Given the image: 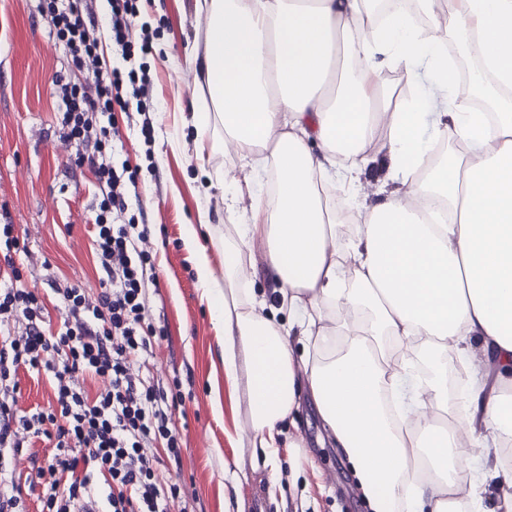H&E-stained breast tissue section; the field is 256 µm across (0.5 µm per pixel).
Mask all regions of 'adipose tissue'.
<instances>
[{"label":"adipose tissue","mask_w":512,"mask_h":512,"mask_svg":"<svg viewBox=\"0 0 512 512\" xmlns=\"http://www.w3.org/2000/svg\"><path fill=\"white\" fill-rule=\"evenodd\" d=\"M369 2L204 0L196 137L223 127L274 196L225 232L223 277L198 251L197 279L271 476L280 426L307 398L373 512H512V0H423L422 28ZM452 38L479 64L486 109L458 90ZM387 70L413 87L403 107ZM440 142L452 149L434 166ZM378 161L394 189L360 182ZM257 241L286 320L253 288ZM450 352L464 389L448 387Z\"/></svg>","instance_id":"obj_1"}]
</instances>
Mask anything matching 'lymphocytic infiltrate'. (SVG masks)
<instances>
[{
  "label": "lymphocytic infiltrate",
  "mask_w": 512,
  "mask_h": 512,
  "mask_svg": "<svg viewBox=\"0 0 512 512\" xmlns=\"http://www.w3.org/2000/svg\"><path fill=\"white\" fill-rule=\"evenodd\" d=\"M138 2L112 0L103 29L85 0H40L73 64L94 79L93 92L68 82L58 83L57 92L65 105L62 134L87 146L77 161L93 168L100 184L94 243L102 277L93 295L76 285L54 288L65 318L58 331L45 329V299L23 287L14 259L21 251L15 228L0 225L6 250L0 260V512H28L13 465L25 448L44 440L52 452L33 464L41 512H81L93 498L104 512H173L180 494L178 484L160 481L153 452L162 440L169 455L180 454L170 428L180 395L133 371L158 334L144 316L151 257L141 244L148 229L126 216V189L136 173L108 161L110 131L100 123L149 90L146 68L107 67L98 53L105 32L124 61L151 50L150 38L136 44L130 37ZM23 369L48 376L53 394L47 405L18 409ZM77 373L101 380L104 391L88 396L73 381Z\"/></svg>",
  "instance_id": "obj_1"
}]
</instances>
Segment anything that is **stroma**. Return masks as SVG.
Listing matches in <instances>:
<instances>
[{"label": "stroma", "mask_w": 512, "mask_h": 512, "mask_svg": "<svg viewBox=\"0 0 512 512\" xmlns=\"http://www.w3.org/2000/svg\"><path fill=\"white\" fill-rule=\"evenodd\" d=\"M207 18L200 0H146L131 28L133 39L154 32L146 62L152 76L154 140L144 144L137 111L118 113L111 161L139 171L130 202L148 223L145 248L155 267L145 315L166 334L139 361L140 373L160 386L180 381L173 417L179 457L156 448L160 477L179 483L176 512H372L342 449L309 404L282 425L279 480H271L247 430L244 384L224 378L223 330L212 318L195 272L205 249L216 274L224 272V233L239 224L260 185L240 186L236 211L224 205L226 167L237 164L216 131L198 145L191 104L206 95L187 64L203 50ZM82 84L83 73L40 13L39 0H0V200L28 255H17L27 287L49 292L55 282L88 293L101 275L90 237L97 214V178L74 163L76 147L60 136L65 109L55 79ZM209 223L188 246L189 225ZM302 466L290 467L293 459Z\"/></svg>", "instance_id": "stroma-1"}]
</instances>
